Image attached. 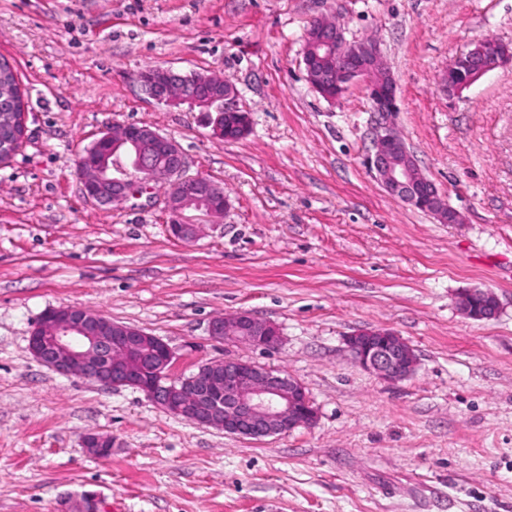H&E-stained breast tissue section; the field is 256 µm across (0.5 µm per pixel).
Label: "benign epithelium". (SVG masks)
<instances>
[{"label": "benign epithelium", "instance_id": "benign-epithelium-1", "mask_svg": "<svg viewBox=\"0 0 512 512\" xmlns=\"http://www.w3.org/2000/svg\"><path fill=\"white\" fill-rule=\"evenodd\" d=\"M511 60L509 45L484 38L449 65L451 69L462 65L467 73L446 87L460 94ZM303 64L311 88L328 101L338 100L355 82L364 84L379 116L370 165L385 190L442 223H460L461 214L424 176L389 121L396 110V82L390 74L381 82L375 80L376 72L384 68L377 40L349 42L343 28L315 22L306 31ZM181 78L173 69L151 67L138 73L137 82L159 105L199 108L207 115L212 134L230 140L224 135V113L239 110L233 85L214 74L194 73L191 91L185 94L175 89ZM1 129L13 133L15 141L0 151V161L23 142L24 113L14 106L0 107ZM102 136L103 147L77 161L85 197L101 205H119L163 185L171 216L168 231L181 241L199 235V225L183 221L185 211H203L214 219L228 211L230 199L224 188L208 177L187 173L186 156L172 138L137 123L116 125ZM458 304L474 320H490L499 312L498 298L488 289H468L460 294ZM209 335L262 350L278 346L281 340L275 324L245 312L212 319ZM346 349L362 369L388 382L409 377L417 366L414 350L388 329L359 330L347 337ZM29 350L37 361L61 374L109 388L138 389L171 415L231 435L262 438L309 427L317 420L305 387L286 373L249 361L225 360L204 363L191 375L172 381L174 354L162 339L84 308L47 309L29 336ZM82 443L94 455L112 451V438L100 434H88Z\"/></svg>", "mask_w": 512, "mask_h": 512}]
</instances>
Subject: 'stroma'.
<instances>
[{
    "label": "stroma",
    "instance_id": "1",
    "mask_svg": "<svg viewBox=\"0 0 512 512\" xmlns=\"http://www.w3.org/2000/svg\"><path fill=\"white\" fill-rule=\"evenodd\" d=\"M376 39L397 85L392 121L459 224L391 196L372 171L362 84L312 90L304 35L319 18ZM512 46V0H0V55L28 103L0 163V512H512V64L450 95L449 63L485 37ZM149 66L214 73L251 130L212 135L158 105ZM146 124L231 206L173 239L163 189L118 206L84 198L76 161L112 126ZM498 315H463L466 289ZM74 306L161 338L172 377L217 360L286 371L313 426L242 438L170 415L140 390L39 363L29 336ZM276 324L267 351L211 338L213 318ZM389 329L409 378L360 368L345 340ZM110 436L94 456L84 434ZM459 308L463 314L474 320H490L499 312L497 296L488 289H468L459 296Z\"/></svg>",
    "mask_w": 512,
    "mask_h": 512
}]
</instances>
